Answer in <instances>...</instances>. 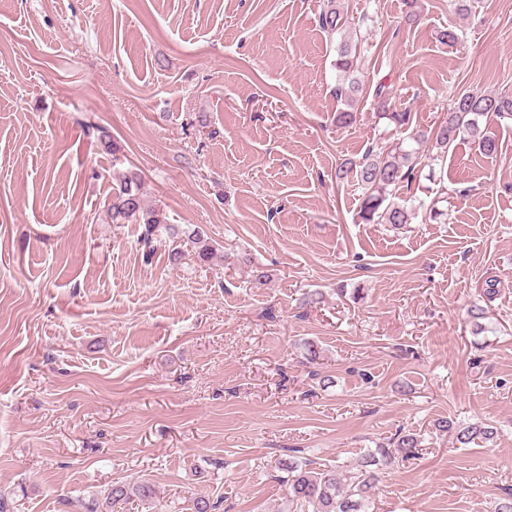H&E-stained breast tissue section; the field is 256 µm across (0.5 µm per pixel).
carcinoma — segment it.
Segmentation results:
<instances>
[{
  "instance_id": "1",
  "label": "carcinoma",
  "mask_w": 512,
  "mask_h": 512,
  "mask_svg": "<svg viewBox=\"0 0 512 512\" xmlns=\"http://www.w3.org/2000/svg\"><path fill=\"white\" fill-rule=\"evenodd\" d=\"M320 28L328 36L340 35L334 67L339 72L341 84L336 89V98L343 105L336 112V123L349 124L355 119L358 103L364 99L365 89L357 78L359 71L360 45L358 33L350 30L348 12L338 0H326L319 13ZM380 118L395 128L410 132L414 142L435 141L440 152L447 154L457 141L469 139L488 157L498 152V143L482 126V118L496 116L512 117V95L463 93L456 97L452 107L442 117L436 134L412 128L413 119L408 109L392 105L388 86L380 83L372 94ZM422 164L421 155L415 149H406L400 142L368 149L359 160L343 162L336 168V181L342 183L353 176L362 188L358 217L362 224H409L415 211L407 202L397 201L402 184L414 177ZM106 217L112 224H138L142 227L138 243L143 248L144 258H150L169 237L180 238L189 246L190 253L199 263L206 265L217 258V248L207 230L201 225L182 229L168 222L163 208L144 204L141 180L135 172L115 175L112 194L108 200ZM436 426L441 431L451 432L456 442L464 447L477 441L488 442L494 438V430L482 424H463L450 418H442ZM420 442L413 434L398 438L396 452L401 459L408 460L418 455ZM389 455L388 449L377 448L360 461L355 468L344 472L334 467L310 468L292 459L279 462V469L286 473L288 484L289 512H370V491L377 476L370 469L377 457ZM151 483L140 480L134 484L114 485L102 500H94L87 512H102L101 507H113L133 498L146 502L154 498Z\"/></svg>"
}]
</instances>
